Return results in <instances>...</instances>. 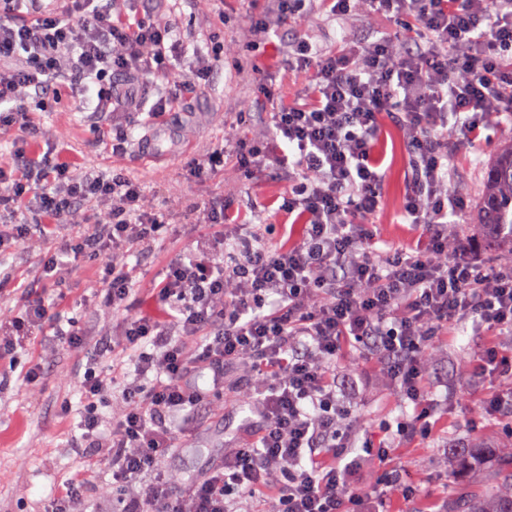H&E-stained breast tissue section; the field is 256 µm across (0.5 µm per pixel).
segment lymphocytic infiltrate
<instances>
[{"label":"lymphocytic infiltrate","mask_w":512,"mask_h":512,"mask_svg":"<svg viewBox=\"0 0 512 512\" xmlns=\"http://www.w3.org/2000/svg\"><path fill=\"white\" fill-rule=\"evenodd\" d=\"M63 2L43 14L33 0H0V133L27 138L0 162V253L54 237L58 225L86 224L75 242L46 252L37 286L16 288L21 306L0 320V361L35 387L51 367L48 356L30 355L35 342L51 335L82 347L78 321L49 301L71 257L96 260L93 302L121 326L75 375L86 468L48 512H253L258 500L264 512H386L390 497L410 489L394 470L372 494L354 486L357 418L338 395L336 358L354 346L415 406L412 418L382 425V442L364 443L384 464L400 441L432 434L439 404L425 362L434 340L470 319L492 336L512 330V263H489L477 240H448L450 220L469 208L448 190L454 146L512 115V0H368L375 12L413 18L419 37L352 40L333 53L295 37L288 63L308 76L306 103L269 113L262 139L225 140L188 171L205 177L229 157L251 173L285 169L282 207L298 214L301 238L270 245L234 223L222 200L201 201L194 221L205 232L164 267L150 309L131 305L129 257L172 230L170 205L149 203L135 178L73 175L39 156L28 136L64 81L97 111H137L115 78H166L172 27L129 23L97 0ZM306 2L276 0L273 15L255 9L254 35L301 20ZM384 112L413 154L403 216L426 231L424 243L387 250L367 222L382 198ZM230 366L246 370L251 389L244 436L182 484L164 464L183 424L211 415Z\"/></svg>","instance_id":"f902f5d3"}]
</instances>
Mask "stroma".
<instances>
[{
    "label": "stroma",
    "mask_w": 512,
    "mask_h": 512,
    "mask_svg": "<svg viewBox=\"0 0 512 512\" xmlns=\"http://www.w3.org/2000/svg\"><path fill=\"white\" fill-rule=\"evenodd\" d=\"M130 16L166 18L172 23L184 51L171 57L169 67L188 73L197 53H220L223 67L214 69L200 89L182 92L163 122L177 123L183 150L177 156L148 165L139 153V140L148 124L132 115L95 116L91 108H76L69 84H62L58 97L40 116L42 131L37 136L40 153L74 164L77 171L95 169L109 175L124 174L144 184L148 199L168 202L173 208L177 232L150 253L135 252L131 264L141 289L137 301L149 300L148 288L172 258L185 251L195 232L192 209L202 199L221 195L230 201L238 223L261 230L266 224H287L277 209L286 183L278 172L270 171L248 178L234 161L207 181L190 178L185 166L221 142L224 136L252 138L264 126L265 114L273 104H291L297 99L303 75L288 69L287 31H279L262 45H254L248 29L250 0H126ZM301 35L325 50L336 49L342 38L376 40L394 31L392 21L370 13L362 6L344 15L331 16L319 0L297 26ZM255 61L274 88L273 101L258 98L251 78L238 75L240 64ZM126 130V150L112 151V132ZM512 142V121L495 122L486 137L457 150L451 184L470 201H478L481 171L496 150ZM378 146L385 155V179L381 204L373 215L382 247H401L424 238L422 227L406 223L402 216L411 175V157L404 133L389 114L380 117ZM49 242H29L24 248L0 256V281L33 278ZM96 263L87 257L73 261L62 286L65 298L63 316L79 318L88 338L84 349L52 345L53 372L44 382L27 388L17 373L0 374V512H46L59 485L79 468L83 455L72 437L79 432L78 412L62 413L64 401L75 400L73 375L78 366L97 356L95 343L111 333V312L90 302L95 285ZM484 341L482 331L466 322L449 328L429 351V381L437 397L448 400L447 408L436 415L434 433L425 440L395 451L389 465L400 470L415 491L411 501L392 504L394 512H417L427 505L429 512H444L454 491V478L448 465V448L454 444L498 447L512 442L504 422L485 414L481 402L490 386L488 376L473 371L471 364ZM356 348H345L336 360L337 375L354 374L359 391L351 397L358 417V440L375 439L384 422L413 415V406L404 405L394 387L371 364H357ZM241 369L224 374L223 414L210 416L195 427L184 449L170 458L167 471L184 481L200 477L224 449L225 431L237 427L244 416Z\"/></svg>",
    "instance_id": "stroma-1"
}]
</instances>
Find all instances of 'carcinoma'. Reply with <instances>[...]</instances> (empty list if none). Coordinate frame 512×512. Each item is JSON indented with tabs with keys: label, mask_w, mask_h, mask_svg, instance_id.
I'll list each match as a JSON object with an SVG mask.
<instances>
[{
	"label": "carcinoma",
	"mask_w": 512,
	"mask_h": 512,
	"mask_svg": "<svg viewBox=\"0 0 512 512\" xmlns=\"http://www.w3.org/2000/svg\"><path fill=\"white\" fill-rule=\"evenodd\" d=\"M477 223L483 238L507 259H512V143L503 146L483 171ZM460 477L448 512H512V450L467 447L450 454ZM480 471L484 485L474 493L466 475Z\"/></svg>",
	"instance_id": "carcinoma-1"
}]
</instances>
